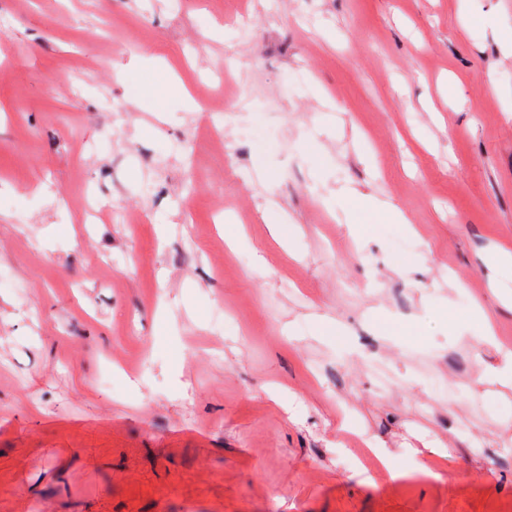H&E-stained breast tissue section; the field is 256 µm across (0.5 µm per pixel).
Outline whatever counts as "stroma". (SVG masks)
<instances>
[{"instance_id":"obj_1","label":"stroma","mask_w":512,"mask_h":512,"mask_svg":"<svg viewBox=\"0 0 512 512\" xmlns=\"http://www.w3.org/2000/svg\"><path fill=\"white\" fill-rule=\"evenodd\" d=\"M511 28L0 0V512H512ZM349 199L354 208L369 211L379 219L388 220L392 224L407 223L404 213L391 203L377 202L361 194H353Z\"/></svg>"}]
</instances>
